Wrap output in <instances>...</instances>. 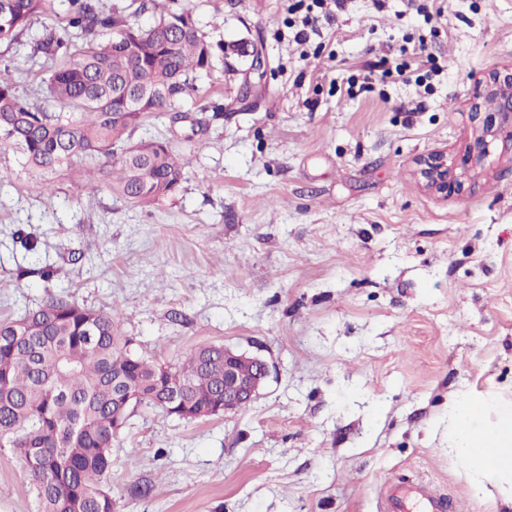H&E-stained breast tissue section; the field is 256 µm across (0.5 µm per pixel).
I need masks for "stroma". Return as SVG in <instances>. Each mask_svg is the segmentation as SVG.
I'll return each mask as SVG.
<instances>
[{"instance_id":"1","label":"stroma","mask_w":512,"mask_h":512,"mask_svg":"<svg viewBox=\"0 0 512 512\" xmlns=\"http://www.w3.org/2000/svg\"><path fill=\"white\" fill-rule=\"evenodd\" d=\"M213 70L136 137L190 162L171 197L132 205L0 149V320L65 294L118 308L139 351L203 345L267 361L242 411L193 422L138 407L112 447L115 512H383L388 483H432L454 512H512L448 454V398L512 393V151L489 144L461 193L425 189L419 157L461 159L476 83L512 69V0H447L438 34L408 0H348L306 44L292 0H182ZM436 57L429 88L347 93V68L407 37ZM266 59L249 97L240 47ZM29 245H22L21 237ZM50 266L44 280L35 268ZM0 448V512H37Z\"/></svg>"}]
</instances>
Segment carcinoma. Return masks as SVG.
<instances>
[{"label": "carcinoma", "instance_id": "1", "mask_svg": "<svg viewBox=\"0 0 512 512\" xmlns=\"http://www.w3.org/2000/svg\"><path fill=\"white\" fill-rule=\"evenodd\" d=\"M61 2L63 15L48 24L42 17L51 0H0V43L19 42L39 22L42 34L29 42L28 57L49 64L40 104L19 91L9 66L0 69V147L43 172L89 164L91 177L131 203L175 194L184 156L165 140H135L133 133L196 91L198 74L216 58L213 44L186 7L143 26L104 10L100 0ZM223 369L219 346L163 364L137 351L117 310L51 296L0 322V444L23 461L39 512H61L64 496L80 512H112L102 492L120 395L135 393L141 405L179 420L211 417L224 394ZM172 394L177 400L161 408Z\"/></svg>", "mask_w": 512, "mask_h": 512}]
</instances>
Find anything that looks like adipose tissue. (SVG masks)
I'll use <instances>...</instances> for the list:
<instances>
[{
  "mask_svg": "<svg viewBox=\"0 0 512 512\" xmlns=\"http://www.w3.org/2000/svg\"><path fill=\"white\" fill-rule=\"evenodd\" d=\"M448 452L464 463L475 494L491 485L512 502V399L455 394L448 402Z\"/></svg>",
  "mask_w": 512,
  "mask_h": 512,
  "instance_id": "1",
  "label": "adipose tissue"
}]
</instances>
